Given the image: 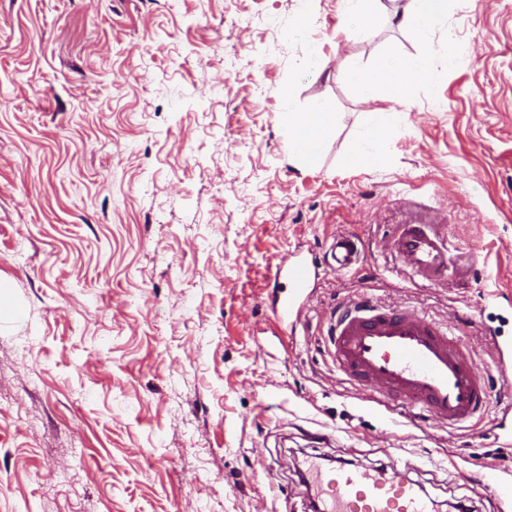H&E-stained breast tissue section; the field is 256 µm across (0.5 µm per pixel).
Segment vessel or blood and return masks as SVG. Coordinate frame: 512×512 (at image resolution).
Returning a JSON list of instances; mask_svg holds the SVG:
<instances>
[{"instance_id": "b4317fda", "label": "vessel or blood", "mask_w": 512, "mask_h": 512, "mask_svg": "<svg viewBox=\"0 0 512 512\" xmlns=\"http://www.w3.org/2000/svg\"><path fill=\"white\" fill-rule=\"evenodd\" d=\"M389 247L427 280H439L448 271L447 241L429 228L400 225ZM330 253L340 273L361 263L359 240L350 234L334 236ZM274 276L287 279L293 288L277 300L274 319H301L296 299L311 277L308 260L276 265ZM328 341L347 380L375 386L386 401L430 413L448 427L472 422L489 400L490 373L466 353L461 339L408 308L356 296L332 313ZM307 481L325 494L324 512H435L423 488L396 467H314Z\"/></svg>"}]
</instances>
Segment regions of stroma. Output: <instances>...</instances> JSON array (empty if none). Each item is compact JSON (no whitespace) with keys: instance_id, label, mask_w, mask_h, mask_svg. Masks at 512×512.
Returning a JSON list of instances; mask_svg holds the SVG:
<instances>
[{"instance_id":"35a3bbf8","label":"stroma","mask_w":512,"mask_h":512,"mask_svg":"<svg viewBox=\"0 0 512 512\" xmlns=\"http://www.w3.org/2000/svg\"><path fill=\"white\" fill-rule=\"evenodd\" d=\"M381 3L364 31L342 0H0V512H313L305 463L337 457L502 512L512 375L474 427L410 425L330 355L360 290L482 321V367L512 346V0H448L425 37ZM391 55L431 58L409 101L352 77ZM317 106L306 167L288 116ZM361 141L376 162L345 165ZM400 224L447 237L443 281L390 251ZM339 233L355 272L327 264ZM299 114L291 122L289 117L291 135L288 139V150L302 163L312 166L321 157L322 145L331 133L335 113L312 111ZM359 240L350 234H337L330 244V253L338 273H349L361 263ZM274 277L287 279L293 288L288 296L280 297L273 309V317L279 321H286L294 318L299 321L302 317V310L295 309L296 299L299 293L306 287L311 277V266L306 258H296L288 265H276Z\"/></svg>"}]
</instances>
